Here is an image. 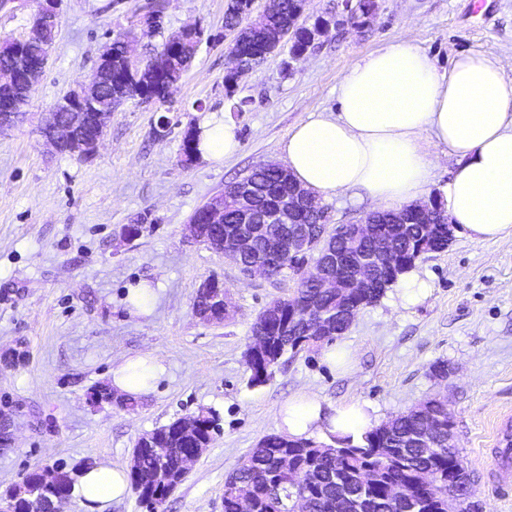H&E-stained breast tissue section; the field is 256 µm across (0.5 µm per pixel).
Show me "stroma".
<instances>
[{"instance_id":"35a3bbf8","label":"stroma","mask_w":512,"mask_h":512,"mask_svg":"<svg viewBox=\"0 0 512 512\" xmlns=\"http://www.w3.org/2000/svg\"><path fill=\"white\" fill-rule=\"evenodd\" d=\"M151 0H62L47 71L24 119L0 133V491L27 473L65 465L78 470L106 458L128 466L137 440L172 421L214 408L221 432L161 512H223L224 478L265 435L281 406L301 391L339 406L371 403L388 420L433 394L448 399L456 446L472 472L482 512H512V492L493 478L492 448L512 427V245L454 234L446 250L414 269L425 288L405 297L395 285L360 309L322 347L288 353L265 384L252 387L244 352L251 326L272 300L290 296L293 278L244 276L224 255L195 241L193 213L225 184L264 162L283 163L281 146L310 116L337 112L345 69L388 41L404 38L439 72L460 54L512 60V0H377L365 25L346 22L345 0H309L305 16L335 17L314 49H287L224 88L234 35L224 27L228 0H165L163 28L147 36L140 19ZM198 27L197 55L167 98L117 108L97 154L79 160L42 139L55 102L86 81L116 32L134 35L136 58ZM246 101L244 111L234 105ZM231 113L241 148L224 164L178 162L184 133L201 111ZM170 125L156 132L160 117ZM331 226L359 222L372 206L355 190L323 199ZM141 220L137 237L125 225ZM223 281L235 314L208 323L193 310L203 281ZM145 283L157 299L134 315L129 286ZM151 351L165 371L133 407L101 401L111 370ZM443 362L447 377L432 367Z\"/></svg>"}]
</instances>
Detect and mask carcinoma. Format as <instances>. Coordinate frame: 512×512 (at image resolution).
<instances>
[{"label":"carcinoma","mask_w":512,"mask_h":512,"mask_svg":"<svg viewBox=\"0 0 512 512\" xmlns=\"http://www.w3.org/2000/svg\"><path fill=\"white\" fill-rule=\"evenodd\" d=\"M303 14L302 0H277L258 21L244 25L242 21L248 12L241 0H230L224 24L241 28L244 34L243 64L246 69L254 70L270 54L260 39L263 28L290 31L289 51L295 55L314 46L317 39L315 26L302 22ZM57 33L58 27L43 24L35 14L32 16L31 38L23 57H18L12 42H0V65L14 68V96L23 106L32 94L24 77L23 61H43ZM196 53L195 39L179 45L163 44L148 58L143 84H154L162 76L170 78L186 71ZM196 133L193 127L184 135L179 159L182 164L198 159ZM247 177L256 188L251 200L253 210L257 214L272 215L276 201L288 193V177L282 175L279 166L270 164L251 169ZM238 212L239 203L229 183L224 186L225 223H237ZM295 219L313 226L315 232L324 235L328 246L338 252L354 249L363 254L371 250L369 243L351 236L348 224L338 225L329 233L317 212L303 211L296 214ZM389 229L396 238L397 255L378 269V286L370 289L369 294L354 295L346 281L350 266L343 264L330 268V273L345 277L342 287L325 293L301 280L292 296L271 302L259 313L255 324L264 327L269 346L265 353L245 360L250 372L249 386L267 383L288 352L313 345L314 339L307 335L305 316L297 309L301 300L316 298L320 308L336 313V318L342 320L351 309L378 302L387 289L415 267L421 256L441 252L448 247V213L441 206L434 224H421L410 213L407 224L391 225ZM243 261L266 266L268 278L275 281L298 275V262L288 257L269 258L258 240L243 255ZM428 403L436 405L438 414L431 423L424 416V404L421 403L365 431L356 441L350 437L336 438L333 446L313 439L293 440L276 433L265 436L225 478L224 512H240L239 500L243 491L250 496L254 512H294L295 502L300 496L306 498L308 512H448V468L453 458L459 455V450L448 447L447 404L432 399ZM197 416L202 418L204 427L197 430L196 436L181 442L174 440L166 427L156 429V437L170 446L168 470H176L181 455L199 447L201 442L213 439L214 433L219 431L221 418L216 410L202 408ZM139 457L140 474L129 473L131 489L140 505H147L152 512H158L168 496L166 486L159 482L149 485L142 480L143 475L158 469L157 458L148 445L140 448ZM297 467L308 472L307 482L301 488L295 487L287 475L288 469ZM459 491L460 495L453 503L454 512H479L477 504L472 501L473 483L467 472L460 481Z\"/></svg>","instance_id":"cac0c4a2"}]
</instances>
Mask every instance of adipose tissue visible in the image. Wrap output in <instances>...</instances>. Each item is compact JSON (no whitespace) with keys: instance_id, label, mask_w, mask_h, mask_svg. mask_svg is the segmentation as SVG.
<instances>
[{"instance_id":"obj_1","label":"adipose tissue","mask_w":512,"mask_h":512,"mask_svg":"<svg viewBox=\"0 0 512 512\" xmlns=\"http://www.w3.org/2000/svg\"><path fill=\"white\" fill-rule=\"evenodd\" d=\"M336 94V116L299 122L283 146L288 169L314 198L356 190L385 211L418 202L434 167L420 145L427 133L457 159L443 189L457 231L512 244L511 63L467 53L442 73L413 43L398 38L350 65ZM198 127L203 161L218 163L238 151L237 127L223 113H207ZM160 371L153 354L130 357L113 368L112 386L141 397ZM377 418L370 403L333 408L304 392L281 409L278 428L292 439L357 437ZM75 491L89 512H104L128 496V474L102 459L78 474Z\"/></svg>"}]
</instances>
